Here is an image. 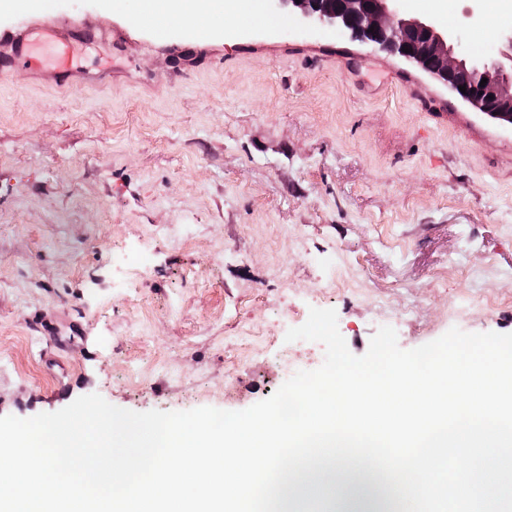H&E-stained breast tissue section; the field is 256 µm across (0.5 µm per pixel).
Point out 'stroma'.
<instances>
[{
    "label": "stroma",
    "mask_w": 512,
    "mask_h": 512,
    "mask_svg": "<svg viewBox=\"0 0 512 512\" xmlns=\"http://www.w3.org/2000/svg\"><path fill=\"white\" fill-rule=\"evenodd\" d=\"M401 0L475 61L512 56V16L480 0ZM158 0H43L95 34L0 75V417L96 393L135 412L239 411L323 344L286 342L332 308L350 352L384 325L400 348L451 328L512 333V124L416 65L273 0L232 33Z\"/></svg>",
    "instance_id": "obj_1"
}]
</instances>
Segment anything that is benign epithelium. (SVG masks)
<instances>
[{
	"label": "benign epithelium",
	"mask_w": 512,
	"mask_h": 512,
	"mask_svg": "<svg viewBox=\"0 0 512 512\" xmlns=\"http://www.w3.org/2000/svg\"><path fill=\"white\" fill-rule=\"evenodd\" d=\"M273 2L418 64L472 108L512 123V66L507 68L493 57L482 63L467 61L433 23L400 16L399 0ZM461 86L466 92L459 90Z\"/></svg>",
	"instance_id": "7a95c632"
}]
</instances>
